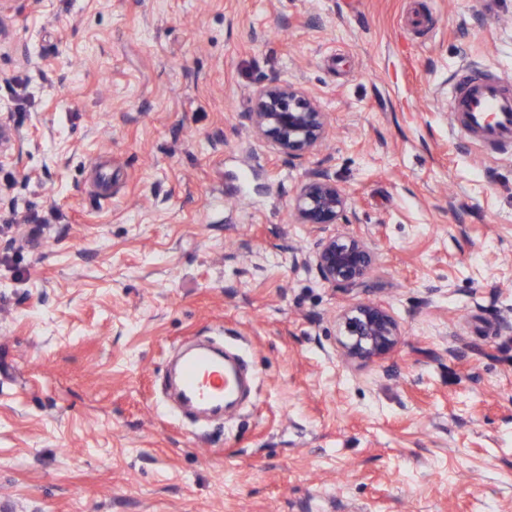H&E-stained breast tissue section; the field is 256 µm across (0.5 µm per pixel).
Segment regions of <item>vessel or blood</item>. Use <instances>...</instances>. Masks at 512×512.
I'll return each instance as SVG.
<instances>
[{"mask_svg": "<svg viewBox=\"0 0 512 512\" xmlns=\"http://www.w3.org/2000/svg\"><path fill=\"white\" fill-rule=\"evenodd\" d=\"M448 106L456 137L494 156L512 152V83L488 70L461 69ZM240 372L223 343L194 350L178 367V410L224 418L241 398Z\"/></svg>", "mask_w": 512, "mask_h": 512, "instance_id": "vessel-or-blood-1", "label": "vessel or blood"}]
</instances>
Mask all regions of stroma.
I'll return each mask as SVG.
<instances>
[{
  "label": "stroma",
  "instance_id": "obj_1",
  "mask_svg": "<svg viewBox=\"0 0 512 512\" xmlns=\"http://www.w3.org/2000/svg\"><path fill=\"white\" fill-rule=\"evenodd\" d=\"M464 65L512 78V0H0V512H512V155L453 134ZM272 81L330 114L304 161L247 137ZM317 169L365 287L293 269ZM363 299L403 336L358 366ZM218 333L253 398L197 429L161 377ZM340 354L352 364L385 359L397 347L402 327L392 310L379 301H357L337 318Z\"/></svg>",
  "mask_w": 512,
  "mask_h": 512
}]
</instances>
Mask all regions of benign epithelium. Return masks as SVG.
<instances>
[{"label":"benign epithelium","instance_id":"7a95c632","mask_svg":"<svg viewBox=\"0 0 512 512\" xmlns=\"http://www.w3.org/2000/svg\"><path fill=\"white\" fill-rule=\"evenodd\" d=\"M251 138L269 143L288 161H302L318 151L331 126L329 113L295 82H270L252 97L244 114ZM349 199L324 170L309 173L292 200L295 223L315 238L313 247L293 259L294 268L315 272L331 288L356 289L375 269L377 252L368 232L327 234L331 224H348ZM339 348L352 364L385 359L397 347L402 327L392 310L379 301H357L337 318Z\"/></svg>","mask_w":512,"mask_h":512}]
</instances>
